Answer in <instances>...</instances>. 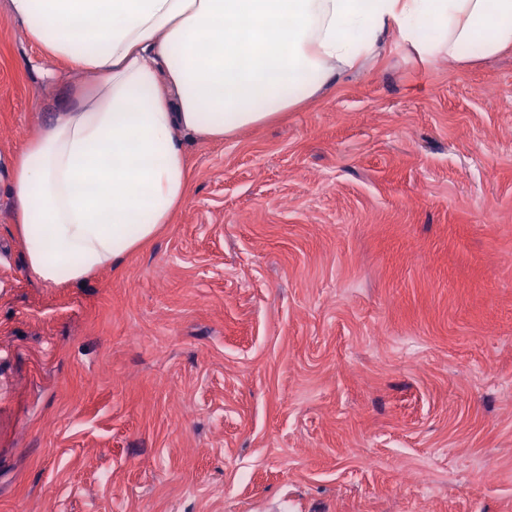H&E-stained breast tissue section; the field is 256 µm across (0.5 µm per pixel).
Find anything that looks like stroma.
Here are the masks:
<instances>
[{"label":"stroma","instance_id":"obj_1","mask_svg":"<svg viewBox=\"0 0 512 512\" xmlns=\"http://www.w3.org/2000/svg\"><path fill=\"white\" fill-rule=\"evenodd\" d=\"M91 81L0 0V512H512V52L389 32L303 108L182 134L170 223L46 287L9 161Z\"/></svg>","mask_w":512,"mask_h":512}]
</instances>
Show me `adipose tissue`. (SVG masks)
Returning <instances> with one entry per match:
<instances>
[{
    "instance_id": "1",
    "label": "adipose tissue",
    "mask_w": 512,
    "mask_h": 512,
    "mask_svg": "<svg viewBox=\"0 0 512 512\" xmlns=\"http://www.w3.org/2000/svg\"><path fill=\"white\" fill-rule=\"evenodd\" d=\"M44 56L94 78L10 162L33 277L119 264L183 203L178 132L221 140L316 98L386 32L466 64L512 48V0H8Z\"/></svg>"
}]
</instances>
